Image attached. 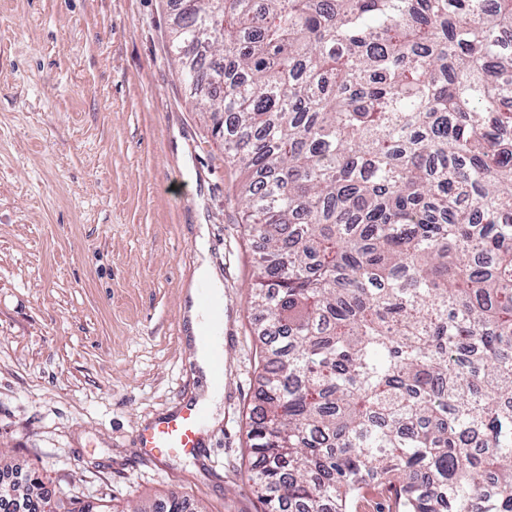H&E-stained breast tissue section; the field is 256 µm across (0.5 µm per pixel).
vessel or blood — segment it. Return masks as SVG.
<instances>
[{
	"mask_svg": "<svg viewBox=\"0 0 512 512\" xmlns=\"http://www.w3.org/2000/svg\"><path fill=\"white\" fill-rule=\"evenodd\" d=\"M207 412L197 402L181 403L139 429L137 442L143 454L153 459L167 456L196 455L202 450L201 438Z\"/></svg>",
	"mask_w": 512,
	"mask_h": 512,
	"instance_id": "1",
	"label": "vessel or blood"
}]
</instances>
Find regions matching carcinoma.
<instances>
[{
    "instance_id": "carcinoma-1",
    "label": "carcinoma",
    "mask_w": 512,
    "mask_h": 512,
    "mask_svg": "<svg viewBox=\"0 0 512 512\" xmlns=\"http://www.w3.org/2000/svg\"><path fill=\"white\" fill-rule=\"evenodd\" d=\"M258 242L267 512H512V0H175ZM55 512L37 478L0 512ZM133 512H187L171 496ZM394 496L384 487L367 490L356 502L354 512H397Z\"/></svg>"
}]
</instances>
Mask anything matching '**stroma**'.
<instances>
[{
  "instance_id": "1",
  "label": "stroma",
  "mask_w": 512,
  "mask_h": 512,
  "mask_svg": "<svg viewBox=\"0 0 512 512\" xmlns=\"http://www.w3.org/2000/svg\"><path fill=\"white\" fill-rule=\"evenodd\" d=\"M171 0H0V457L63 512H263L246 457L265 322L239 167L191 102ZM224 285V389L203 456L138 429L205 392L184 313Z\"/></svg>"
}]
</instances>
